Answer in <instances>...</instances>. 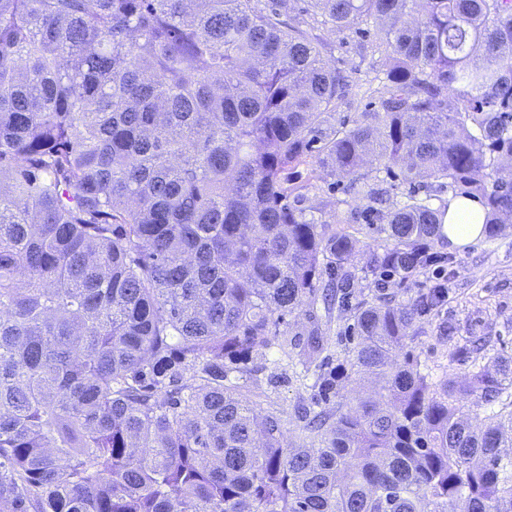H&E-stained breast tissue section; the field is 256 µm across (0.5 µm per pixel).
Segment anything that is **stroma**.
<instances>
[{"instance_id":"stroma-1","label":"stroma","mask_w":512,"mask_h":512,"mask_svg":"<svg viewBox=\"0 0 512 512\" xmlns=\"http://www.w3.org/2000/svg\"><path fill=\"white\" fill-rule=\"evenodd\" d=\"M286 12L320 37L325 59L350 81L338 117L353 118L366 104L377 101L383 90L382 64L387 50L374 38L375 20L366 18L350 30L335 33L323 23L311 0H288ZM299 171L307 203L319 207L320 218L330 219L337 209H363L364 184L351 188L336 182L313 162L301 165ZM453 255L447 300L425 318L421 334L406 339L395 356L400 361L410 356L437 372L464 377L471 363L454 358L453 353L473 337L485 338L486 357L512 356V227L495 240H480ZM241 393L259 411L276 409L288 415L311 391L293 377L287 365L267 363L258 373L242 379Z\"/></svg>"}]
</instances>
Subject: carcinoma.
<instances>
[{
    "label": "carcinoma",
    "mask_w": 512,
    "mask_h": 512,
    "mask_svg": "<svg viewBox=\"0 0 512 512\" xmlns=\"http://www.w3.org/2000/svg\"><path fill=\"white\" fill-rule=\"evenodd\" d=\"M312 2L381 22L386 97L350 125L285 0H0V512H512V357L436 378L392 358L435 287L350 302L352 267L440 261L434 186L482 196L488 240L512 216V0ZM309 157L408 196L319 221ZM375 218V246L340 228ZM274 344L313 379L296 444L237 385Z\"/></svg>",
    "instance_id": "carcinoma-1"
}]
</instances>
